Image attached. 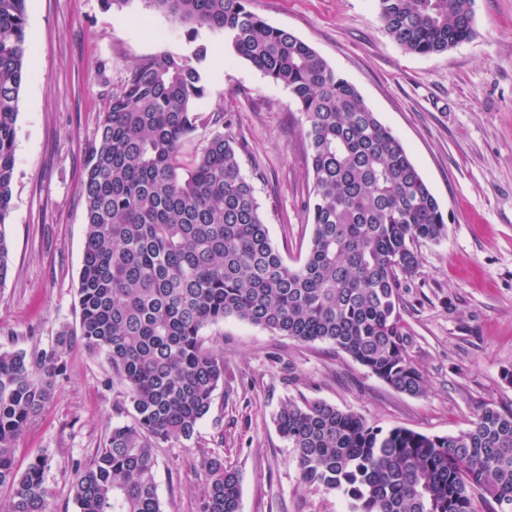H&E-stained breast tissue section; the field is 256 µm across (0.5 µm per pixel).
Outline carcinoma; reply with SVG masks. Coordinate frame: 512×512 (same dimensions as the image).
I'll list each match as a JSON object with an SVG mask.
<instances>
[{"label": "carcinoma", "mask_w": 512, "mask_h": 512, "mask_svg": "<svg viewBox=\"0 0 512 512\" xmlns=\"http://www.w3.org/2000/svg\"><path fill=\"white\" fill-rule=\"evenodd\" d=\"M196 38L224 44L291 93L304 119L312 234L290 265L272 245L240 144L218 131L189 161L207 55L163 52L133 65L112 94L83 180L79 325L47 344L0 349V512H48L47 460L18 467L17 442L53 396L76 346L104 354L131 421L74 469L76 512H162L153 448L190 440L224 384V355L203 329L234 316L301 343L324 342L399 393L425 380L411 358L400 276L447 217L402 142L307 42L269 25L250 0H145ZM382 32L405 51L443 53L476 35L474 0H375ZM26 55V0H0V285L2 227ZM302 482L339 493L348 512H512V412L485 408L456 434L389 430L324 401L288 400L274 417ZM200 512H240L238 473L203 462Z\"/></svg>", "instance_id": "1"}]
</instances>
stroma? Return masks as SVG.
Listing matches in <instances>:
<instances>
[{"label":"stroma","mask_w":512,"mask_h":512,"mask_svg":"<svg viewBox=\"0 0 512 512\" xmlns=\"http://www.w3.org/2000/svg\"><path fill=\"white\" fill-rule=\"evenodd\" d=\"M268 24L307 42L360 92L400 139L447 217L448 235L417 247L402 279V317L426 391L393 390L350 355L300 343L235 317L203 330L224 355V385L192 440L155 451L163 512H199L205 458L240 475V512H345L344 498L302 483L274 416L287 400H320L374 425L430 436L467 429L486 407L512 412V0H475L476 36L430 56L380 29L374 0H251ZM207 48L202 122L186 140L200 153L224 115L241 145L274 247L305 253L312 186L301 115L289 90L200 31ZM25 78L18 103L12 264L0 285V349L48 343L79 323L84 165L100 115L129 68L162 52L190 53L185 27L143 0H27ZM123 385L103 356L73 349L52 399L19 441V465L47 460L50 512H74L76 463H87L118 421Z\"/></svg>","instance_id":"35a3bbf8"}]
</instances>
